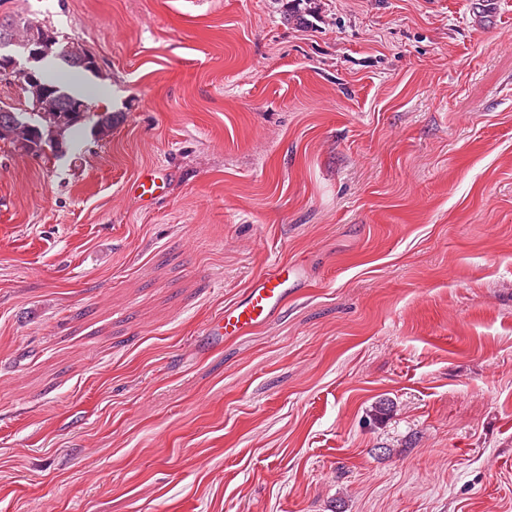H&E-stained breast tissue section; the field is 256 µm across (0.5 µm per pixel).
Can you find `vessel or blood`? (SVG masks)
Masks as SVG:
<instances>
[{"mask_svg": "<svg viewBox=\"0 0 512 512\" xmlns=\"http://www.w3.org/2000/svg\"><path fill=\"white\" fill-rule=\"evenodd\" d=\"M166 185L164 171L149 167L140 171L126 189L143 207H151ZM305 284L299 265L277 260L267 266L234 303L216 315L204 328L209 345L219 346L242 336L279 314L290 297Z\"/></svg>", "mask_w": 512, "mask_h": 512, "instance_id": "1", "label": "vessel or blood"}]
</instances>
